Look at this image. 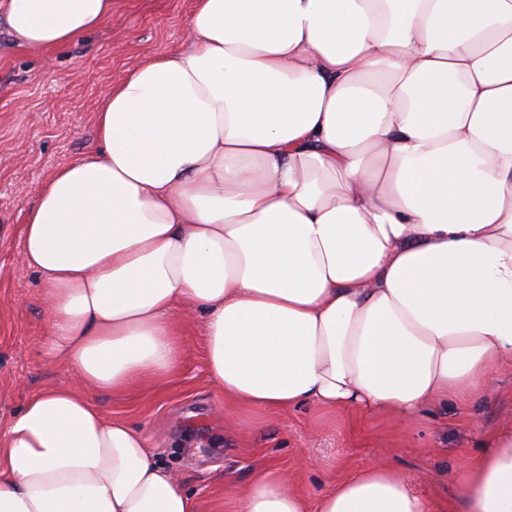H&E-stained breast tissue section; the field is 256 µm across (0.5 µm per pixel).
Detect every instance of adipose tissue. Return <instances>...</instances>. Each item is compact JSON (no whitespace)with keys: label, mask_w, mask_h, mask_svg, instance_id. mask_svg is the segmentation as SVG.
Segmentation results:
<instances>
[{"label":"adipose tissue","mask_w":512,"mask_h":512,"mask_svg":"<svg viewBox=\"0 0 512 512\" xmlns=\"http://www.w3.org/2000/svg\"><path fill=\"white\" fill-rule=\"evenodd\" d=\"M112 2L0 0V25L46 57ZM95 127L22 230L43 357L76 382L0 434V512H196L85 391L169 381L199 312L211 381L262 409L410 423L512 362V0H194L182 49ZM459 487L464 512H512V427ZM237 512L435 510L369 465L313 503L258 470Z\"/></svg>","instance_id":"ef3b65f1"}]
</instances>
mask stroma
<instances>
[{"label":"stroma","instance_id":"1","mask_svg":"<svg viewBox=\"0 0 512 512\" xmlns=\"http://www.w3.org/2000/svg\"><path fill=\"white\" fill-rule=\"evenodd\" d=\"M193 0H114L97 30L51 60L11 45L0 26V432L27 399L69 382L41 353L45 308L37 274L18 260L27 207L61 164L97 147L95 114L107 89L158 54L179 50ZM186 356L166 387L90 391L112 419L142 429L156 459L178 469L197 512H235L255 471L272 467L316 498L368 463L414 479L443 512H458L457 474L488 432L512 421V368L467 402L412 424L385 412L305 403L263 410L225 400L208 377L204 319L184 328Z\"/></svg>","mask_w":512,"mask_h":512}]
</instances>
